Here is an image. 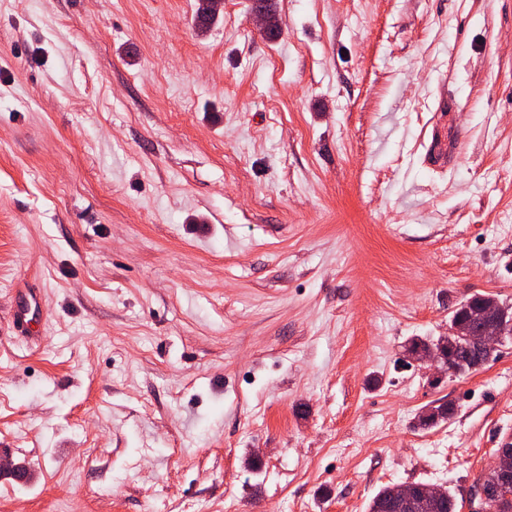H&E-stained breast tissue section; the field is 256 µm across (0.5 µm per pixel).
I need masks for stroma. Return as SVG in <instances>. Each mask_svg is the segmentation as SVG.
<instances>
[{
  "label": "stroma",
  "mask_w": 512,
  "mask_h": 512,
  "mask_svg": "<svg viewBox=\"0 0 512 512\" xmlns=\"http://www.w3.org/2000/svg\"><path fill=\"white\" fill-rule=\"evenodd\" d=\"M250 6L0 0V512H471L512 439V337L409 351L512 305V0ZM471 300H473V303L475 304L487 301L490 304H495L501 307L495 298L489 295H474L454 311L451 318L450 332H448V336H444L438 340V343L436 344L428 343L424 340L413 341L410 347V352L416 354L421 349L429 350L430 347L434 348L435 351L431 350L427 353H421L420 359L432 365H440L443 372L450 377L457 375L456 359L451 353H449L453 352L456 358L464 364L462 365L460 375L468 374L473 371L471 370L470 363L468 362L473 354L469 349L468 344L471 348L478 351L484 358H487L500 343L503 331L499 324L495 322H487L474 336L467 337V343L465 337L468 333L473 332L479 325L475 320H470L467 307H469L468 303ZM440 349L449 352L448 354H445L439 351ZM411 485L417 496L408 511H402L393 497V486H386L374 496L369 504L368 512H457V500L447 490L438 487L437 491L448 493V497H435L427 491L434 485L428 483H413Z\"/></svg>",
  "instance_id": "obj_1"
}]
</instances>
